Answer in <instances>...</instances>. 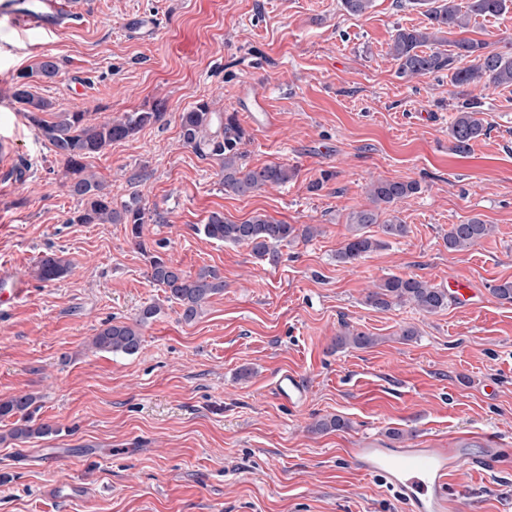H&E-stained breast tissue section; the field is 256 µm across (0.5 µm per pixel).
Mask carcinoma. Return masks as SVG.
<instances>
[{"instance_id": "carcinoma-1", "label": "carcinoma", "mask_w": 512, "mask_h": 512, "mask_svg": "<svg viewBox=\"0 0 512 512\" xmlns=\"http://www.w3.org/2000/svg\"><path fill=\"white\" fill-rule=\"evenodd\" d=\"M506 7V0H468L462 7L456 0H433L423 28H400L390 45V54L402 76H420L450 72L451 81L458 85L484 82L495 87L512 86V52L487 50V44L473 39L448 42V33L467 26L473 16L495 15ZM452 45L453 50L444 49ZM59 72L58 63L45 57L28 73L19 76L12 97L20 105L26 120L35 126L59 157L65 168L66 191L75 197L79 208L69 218L72 224H130L132 235H141L147 223V212L137 195L131 196L120 206L112 205V196L103 185L87 172L84 160L103 152L112 143L127 139L144 127L160 121L163 107L151 111L126 112L119 119L93 121L87 110L56 112L47 120L43 114L52 110L50 101L31 91L28 79L39 77L54 79ZM183 144L202 158L215 160L222 175L224 192L246 196L267 186L283 185L296 176V170L286 163H271L252 169L244 163L247 143L246 131L236 115H224L212 109L210 102L202 100L191 109L180 113ZM483 111L472 100L458 106V112L448 127L452 150L464 154L479 137L486 134ZM419 191L415 182L378 180L371 184L368 195L373 207L354 211L349 216L351 234L337 251L336 259L353 265L366 257L384 241L369 234L375 225L386 237H402L407 225L394 219L378 223L381 206H390ZM490 225L478 218L464 224H452L445 237L450 251H462L476 245L488 236ZM198 232L210 240L233 245H246L254 258L275 263L277 247L291 244L299 238L308 239L317 233L311 224H284L265 215H256L241 223L229 221L220 212L211 213ZM70 271L63 258L47 255L35 266L34 274L42 282L61 279ZM150 278L164 288L167 299L180 305L184 320L191 321L199 314L202 305L213 295L224 292V277L213 269L204 267L191 276L184 274L173 263L154 256L150 260ZM366 303L385 310L394 304L410 303L420 311L434 314L448 306V292L432 286L416 276L391 275L375 285L366 295ZM158 314V307L150 304L142 308L131 323L109 321L104 324L90 345L99 352L120 353L133 356L142 347V328ZM337 345L367 348L374 338L362 332L346 331L336 339ZM34 401L30 394L0 400V417L20 416V424L9 431L13 441H24L34 435L49 432V426L29 425L28 409Z\"/></svg>"}]
</instances>
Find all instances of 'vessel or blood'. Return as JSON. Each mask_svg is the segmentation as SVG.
I'll list each match as a JSON object with an SVG mask.
<instances>
[{
  "mask_svg": "<svg viewBox=\"0 0 512 512\" xmlns=\"http://www.w3.org/2000/svg\"><path fill=\"white\" fill-rule=\"evenodd\" d=\"M86 12L84 0H0V17L16 30L55 35L79 21ZM279 399L289 405L305 402L301 379L283 373L276 381ZM352 459L367 474L389 479L409 504L411 512H448L446 486L452 477L473 469L467 448H371L353 449Z\"/></svg>",
  "mask_w": 512,
  "mask_h": 512,
  "instance_id": "vessel-or-blood-1",
  "label": "vessel or blood"
}]
</instances>
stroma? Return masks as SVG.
Instances as JSON below:
<instances>
[{"label": "stroma", "mask_w": 512, "mask_h": 512, "mask_svg": "<svg viewBox=\"0 0 512 512\" xmlns=\"http://www.w3.org/2000/svg\"><path fill=\"white\" fill-rule=\"evenodd\" d=\"M425 12L410 0H373L359 17L342 0H89L86 18L38 39L0 20V138L10 142L0 150V270L27 283L0 306V400L34 395L32 424L52 428L20 443L6 438L14 418H0V512H407L348 448L460 439L473 455L497 454L450 480L453 512H512V303L492 292L512 280V87L457 86L444 72L398 77L389 46L398 28L426 25ZM141 13L155 18L154 36L127 29ZM450 38L507 51L512 5ZM44 57L59 74L32 91L56 109L101 120L164 105L163 121L86 161L115 202L142 197L150 218L140 238L125 224L70 223L78 202L63 165L12 99L17 77ZM254 82L271 128L241 109ZM470 96L487 134L459 155L448 127ZM202 100L236 115L249 166L285 163L295 178L224 192L217 162L180 137V113ZM326 170L333 179L310 190ZM386 179L420 186L380 215L407 235L337 262L349 214ZM214 212L321 232L268 264L247 246L206 240L199 227ZM475 217L492 233L448 251L449 225ZM52 253L70 271L39 282L35 264ZM155 255L190 274L217 269L223 293L182 320L149 277ZM390 275L438 288L463 278L479 295L435 314L367 305ZM149 304L160 311L138 354L89 349L105 322H133ZM348 329L378 342L337 347ZM286 372L306 383L303 405L277 397ZM331 416L348 428L313 431Z\"/></svg>", "instance_id": "1"}]
</instances>
